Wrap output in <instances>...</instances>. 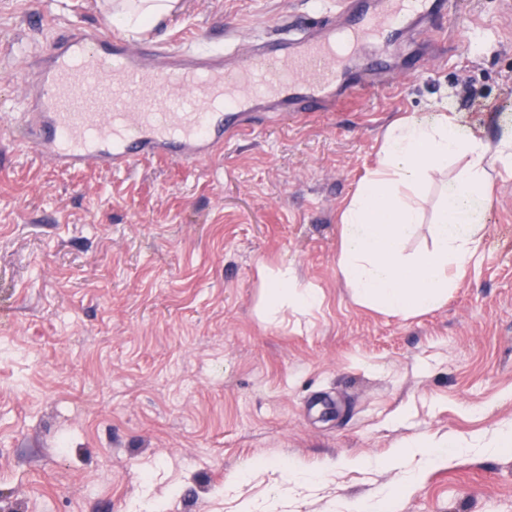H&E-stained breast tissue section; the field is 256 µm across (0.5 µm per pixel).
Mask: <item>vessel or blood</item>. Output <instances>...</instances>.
Masks as SVG:
<instances>
[{
	"label": "vessel or blood",
	"mask_w": 512,
	"mask_h": 512,
	"mask_svg": "<svg viewBox=\"0 0 512 512\" xmlns=\"http://www.w3.org/2000/svg\"><path fill=\"white\" fill-rule=\"evenodd\" d=\"M338 6L343 25L324 22L317 34L293 43L279 38L230 70L220 53L149 38L108 40L92 30L61 32L28 106L0 132L35 142L64 171H124L152 159L197 166L223 152L227 134L248 129L255 113L331 112L358 102L365 86L346 82V59L378 67L402 33L422 41L458 33L435 24L445 0Z\"/></svg>",
	"instance_id": "obj_1"
}]
</instances>
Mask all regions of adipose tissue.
Wrapping results in <instances>:
<instances>
[{"mask_svg": "<svg viewBox=\"0 0 512 512\" xmlns=\"http://www.w3.org/2000/svg\"><path fill=\"white\" fill-rule=\"evenodd\" d=\"M176 0H106L119 24L155 26ZM460 163L447 177L449 162ZM512 172V136L490 141L463 132L461 116L439 112L393 122L376 167L359 184L340 216L338 267L355 299L387 313L409 316L440 306L454 282L449 269L465 270L483 241L486 188L496 169ZM445 177L434 208L431 250L404 255L403 245L422 219L420 188ZM263 294L259 314L268 318L297 304L310 306L313 288L301 285L288 266L259 267Z\"/></svg>", "mask_w": 512, "mask_h": 512, "instance_id": "ef3b65f1", "label": "adipose tissue"}]
</instances>
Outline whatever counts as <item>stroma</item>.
Returning a JSON list of instances; mask_svg holds the SVG:
<instances>
[{"label": "stroma", "mask_w": 512, "mask_h": 512, "mask_svg": "<svg viewBox=\"0 0 512 512\" xmlns=\"http://www.w3.org/2000/svg\"><path fill=\"white\" fill-rule=\"evenodd\" d=\"M446 2L440 24L462 32L438 56L415 46L410 70L391 53L356 107L257 115L198 166L63 171L0 141V512H512V447L492 445L512 419V174L439 308L360 304L337 264L339 215L391 122L449 110L512 133V0ZM99 3L0 0V114L22 110L58 31L122 33ZM335 6L179 0L149 33L231 66L283 16L304 36ZM282 264L320 300L260 319L257 269ZM471 436L484 447L384 464ZM282 460L308 484L273 474Z\"/></svg>", "instance_id": "35a3bbf8"}]
</instances>
